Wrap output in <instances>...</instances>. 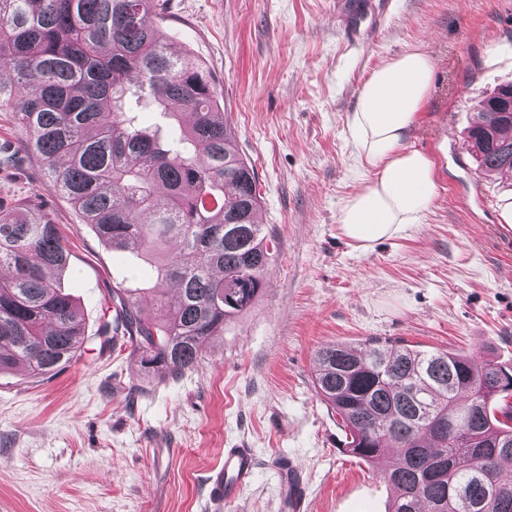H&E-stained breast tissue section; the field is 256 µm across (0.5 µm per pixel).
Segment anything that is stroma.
I'll list each match as a JSON object with an SVG mask.
<instances>
[{
	"label": "stroma",
	"mask_w": 512,
	"mask_h": 512,
	"mask_svg": "<svg viewBox=\"0 0 512 512\" xmlns=\"http://www.w3.org/2000/svg\"><path fill=\"white\" fill-rule=\"evenodd\" d=\"M152 22L208 72L255 169L259 221L279 243L269 285L195 369L146 372L129 345L95 339L112 287L139 286L140 259L107 248L36 156L0 160V208L31 202L60 224V285L92 338L55 373H0V512H211L208 473L235 444L258 465L224 512H284L273 462L288 457L308 512H388V461L342 448L315 353L376 337L512 364V177L483 174L468 139L481 102L512 83V0H389L361 46L336 0H167ZM419 49L431 88L405 144L434 160L438 195L421 223L364 253L337 224L369 176L347 115L374 69Z\"/></svg>",
	"instance_id": "35a3bbf8"
}]
</instances>
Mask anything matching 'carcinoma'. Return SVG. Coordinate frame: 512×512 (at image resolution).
Instances as JSON below:
<instances>
[{"instance_id": "obj_1", "label": "carcinoma", "mask_w": 512, "mask_h": 512, "mask_svg": "<svg viewBox=\"0 0 512 512\" xmlns=\"http://www.w3.org/2000/svg\"><path fill=\"white\" fill-rule=\"evenodd\" d=\"M160 0H0V112L24 132L44 179L114 252H135L163 314L112 288L101 346L122 341L149 368H195L204 341L247 313L267 285L275 236L256 220L253 167L224 123L209 75L168 52L151 16ZM512 84L491 95L469 136L486 173L512 171ZM169 120L167 135L135 109ZM178 242L175 251L168 249ZM60 225L28 205L0 210V371L48 374L87 336ZM176 285L170 297L161 288ZM315 391L341 418L344 447L371 464L389 448L390 512H512V364L370 339L322 346Z\"/></svg>"}]
</instances>
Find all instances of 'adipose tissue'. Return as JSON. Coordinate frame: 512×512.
Listing matches in <instances>:
<instances>
[{
    "mask_svg": "<svg viewBox=\"0 0 512 512\" xmlns=\"http://www.w3.org/2000/svg\"><path fill=\"white\" fill-rule=\"evenodd\" d=\"M432 68L421 50L392 58L361 85L347 117L357 159L371 176L344 200L337 222L362 251L421 223L438 193L433 160L404 144L429 94Z\"/></svg>",
    "mask_w": 512,
    "mask_h": 512,
    "instance_id": "adipose-tissue-1",
    "label": "adipose tissue"
}]
</instances>
